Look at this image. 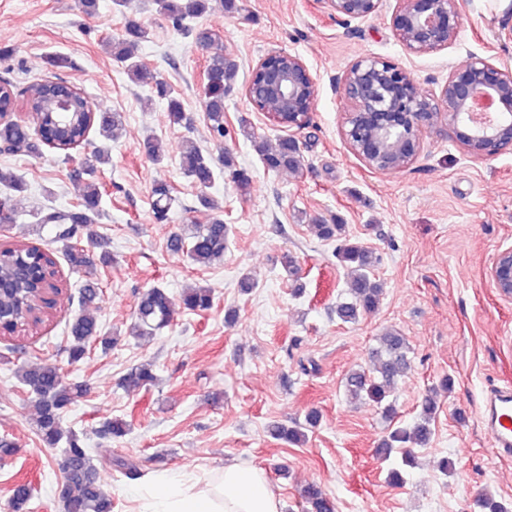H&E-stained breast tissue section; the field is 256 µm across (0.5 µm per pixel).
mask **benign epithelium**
Masks as SVG:
<instances>
[{
	"label": "benign epithelium",
	"mask_w": 512,
	"mask_h": 512,
	"mask_svg": "<svg viewBox=\"0 0 512 512\" xmlns=\"http://www.w3.org/2000/svg\"><path fill=\"white\" fill-rule=\"evenodd\" d=\"M347 22L378 13L383 0H327ZM467 0H397L390 27L409 55L439 53L452 45L463 25ZM346 103L343 135L370 170L396 159L408 167L420 152L421 132L441 124L469 155L489 159L512 151V65L472 56L451 67L439 91L423 94L408 72L382 56H366L336 77ZM245 95L255 110L270 98L283 111L268 114L281 128L302 129L314 110L316 79L295 53L278 51L249 71ZM494 286L512 295V249L493 261Z\"/></svg>",
	"instance_id": "obj_1"
}]
</instances>
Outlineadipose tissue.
<instances>
[{"mask_svg": "<svg viewBox=\"0 0 512 512\" xmlns=\"http://www.w3.org/2000/svg\"><path fill=\"white\" fill-rule=\"evenodd\" d=\"M146 512H281V507L261 469L233 464L202 485L157 476L147 493Z\"/></svg>", "mask_w": 512, "mask_h": 512, "instance_id": "obj_1", "label": "adipose tissue"}]
</instances>
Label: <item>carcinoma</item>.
<instances>
[{
	"label": "carcinoma",
	"mask_w": 512,
	"mask_h": 512,
	"mask_svg": "<svg viewBox=\"0 0 512 512\" xmlns=\"http://www.w3.org/2000/svg\"><path fill=\"white\" fill-rule=\"evenodd\" d=\"M212 2L213 0H153L156 11L171 21L176 29L183 27L186 20L210 12ZM146 37L147 29L140 21L128 20L122 37L112 40V59L124 64L132 81L154 84L157 97L166 102L170 123L179 125L185 120L180 95L164 82L157 80L137 60L134 53L139 42ZM195 43L208 53L206 72L213 79V83L205 94L204 107L210 134L213 139L221 141L225 134L224 92L235 82L239 66L234 59L224 54L220 37L216 33L199 29L195 32ZM68 93L73 94L85 111L93 113L89 126L60 129L52 104ZM26 109L40 113L39 127L13 120L0 124V153L12 154L23 147L35 151L38 143L50 141H64L70 146H80L88 141L90 130L94 129L100 135L108 137L121 125L120 113L107 112L92 104L78 88L65 84L57 76L29 84L26 90ZM253 147L269 170L296 172L301 167L296 143L288 138L279 140L274 147L255 140ZM140 149L154 162H160L165 157L164 145L157 138H146L140 144ZM222 165L240 190H248L250 177L244 169L238 167L231 154L224 155ZM180 168L200 189L198 204L211 212V217L208 223L194 228L188 237L181 233L172 234L167 247L174 252L186 253L199 266H209L224 258L227 247V226L224 224L222 207L205 192L214 182L216 170L201 149L192 143L182 149ZM2 183L19 194L27 190L24 179L10 170L0 169V184ZM103 189L101 183L92 179L87 183L86 190L76 205L70 208L46 207L34 213V224L41 229H48L53 234V242L62 245V254L70 271L84 277L79 291L81 310L67 325V352L72 363L82 360L88 347L92 345L107 352L118 343L117 337L102 332L98 319L92 314L99 293L96 270L98 265L110 261L109 254L104 252L96 257L90 250L93 245V225L101 217ZM151 197L155 220L160 223L167 221L175 202L172 188L165 182H157L152 187ZM18 219L19 211L12 196L0 195V227L8 228L17 223ZM312 228L322 240H343L339 257L348 271L350 297L336 303L337 317L345 323H352L362 315L375 312L382 296V285L372 274L377 257L366 247L347 239L344 224L316 218ZM21 264L29 268L30 278L14 291L0 295V310L4 312V320L11 328L36 333L45 322L51 320V317L41 314L39 306V286L44 273L42 255L33 245L24 241L0 247V275H9ZM211 301L210 289L201 286L187 288L177 297L165 288H149L138 297L133 334L144 335L169 326L173 307L177 302L187 310L198 312L208 309ZM408 353L409 346L403 336L393 331L384 333L378 346L371 351L372 370L349 373L345 378V390L353 398L377 404L383 416L392 419L395 409L394 402L389 400L391 388L398 378L410 370ZM16 377L19 384L34 396L37 407L36 431L42 443L48 448L64 445L62 454L66 476L58 493L63 512H112V499L103 489L100 469L94 464L84 440L76 433L65 430L62 425L63 415L86 393L87 386L80 382L66 381L61 369L51 363L21 365L16 371ZM155 380L152 369L142 365L125 377L124 387L134 392ZM436 410L435 397L431 394L425 395L421 400L420 420L413 428L391 431L377 449V454L385 460L395 453L400 454V463L390 470L393 481H403L404 468L413 464L412 451L408 445L425 447L429 444L432 435L430 421ZM268 432L273 437L293 445H300L306 440L304 427L301 425L287 427L272 423L268 425ZM31 497L30 483L15 484L9 500L11 512H27ZM304 498L308 512H336L335 501L317 485H309L304 491ZM481 507L483 512H512L511 505L489 493L481 496Z\"/></svg>",
	"instance_id": "cac0c4a2"
}]
</instances>
